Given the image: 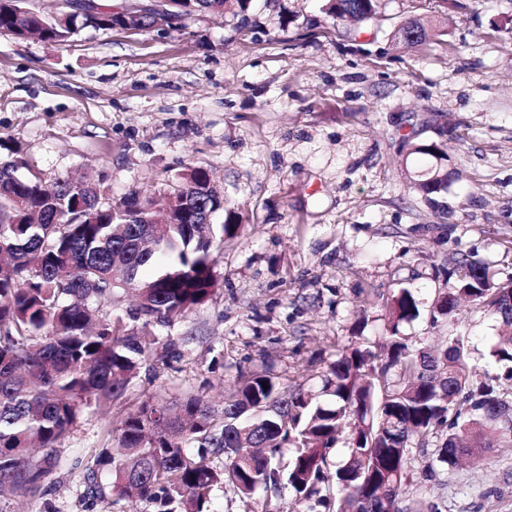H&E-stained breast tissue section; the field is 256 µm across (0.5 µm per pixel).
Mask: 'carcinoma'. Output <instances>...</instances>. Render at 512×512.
<instances>
[{"instance_id":"1","label":"carcinoma","mask_w":512,"mask_h":512,"mask_svg":"<svg viewBox=\"0 0 512 512\" xmlns=\"http://www.w3.org/2000/svg\"><path fill=\"white\" fill-rule=\"evenodd\" d=\"M78 0L67 20L25 10L24 0H0V31L64 45L81 29L141 31L172 27L199 13L235 16L250 0H174L170 15L129 18L113 0ZM379 0H324L322 11L339 30L343 22L379 24ZM396 35L407 46L432 32L408 17ZM0 161V501L38 492L62 465L61 442L84 409L112 408L121 453L105 449L84 464L95 497L105 495L99 471L110 467L116 500L153 503L160 512H210L211 487L229 486L240 498L258 486L276 493L282 482L302 504L324 512H406L407 481L416 457L455 465L482 447L486 430L512 442V399L470 364L468 341L451 336L441 347L418 351L399 326L415 320L420 301L399 287L387 299L389 335L384 352L364 341L338 350L317 391L293 389L269 373L240 378L216 413L199 394L172 408L149 401L121 405L129 382L171 327L212 299L217 238L239 225L214 228L224 191L209 172L184 165L161 193L131 191L118 200L102 180L51 183L33 174L27 155L6 147ZM412 151L435 159L428 177L413 183L429 203L448 185L446 156L434 143ZM448 288L433 307V322L453 324L459 301L469 298L512 326V278L498 282L476 253L455 252ZM136 297L126 316L108 302ZM490 356L512 380V336ZM268 388H263L262 382ZM347 453H331L342 433ZM443 441L432 445L430 437ZM296 454L283 468L281 449ZM418 454H412V450Z\"/></svg>"}]
</instances>
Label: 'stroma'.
Segmentation results:
<instances>
[{
  "mask_svg": "<svg viewBox=\"0 0 512 512\" xmlns=\"http://www.w3.org/2000/svg\"><path fill=\"white\" fill-rule=\"evenodd\" d=\"M381 27L341 35L321 0H252L240 17L199 14L149 31L85 28L65 45L0 32V141L34 173L105 178L114 197L159 191L184 164L210 169L240 229L216 253V294L159 335L126 404L188 393L222 407L240 372L319 386L339 348L385 331L382 295L416 289V347L449 330L471 363L496 373L504 330L479 306L431 323L449 254L475 249L495 279L512 277V0H381ZM418 16L436 35L397 43ZM440 141L448 186L433 202L410 187ZM106 418L85 412L61 443L63 465L40 495L0 512H155L145 501L90 497L81 461L103 444ZM410 494L443 512H512V447L472 463L414 469ZM214 512H293L290 491L249 501L217 487Z\"/></svg>",
  "mask_w": 512,
  "mask_h": 512,
  "instance_id": "1",
  "label": "stroma"
}]
</instances>
